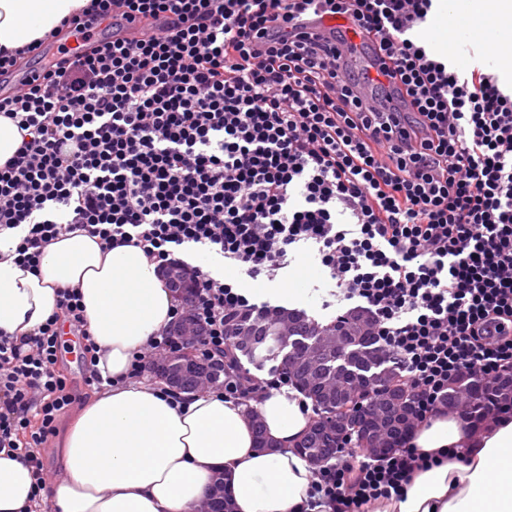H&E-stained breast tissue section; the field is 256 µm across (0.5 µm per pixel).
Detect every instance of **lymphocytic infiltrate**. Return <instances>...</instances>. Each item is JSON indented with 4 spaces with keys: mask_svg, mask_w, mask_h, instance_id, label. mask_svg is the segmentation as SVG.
Wrapping results in <instances>:
<instances>
[{
    "mask_svg": "<svg viewBox=\"0 0 512 512\" xmlns=\"http://www.w3.org/2000/svg\"><path fill=\"white\" fill-rule=\"evenodd\" d=\"M433 2L91 0L61 26L81 51L0 96L22 133L0 166L16 263L37 268L51 241L81 233L191 270L205 358L231 355L234 318L271 308L190 266L185 249L210 247L254 278L310 242L337 297L371 318L414 423L448 413L461 378H512V92L427 51ZM303 15L345 24L285 31ZM112 19L170 27L92 36ZM57 306L26 340L0 333V449L31 465L27 512H48L40 450L76 400L57 367L61 325L97 361L79 291L58 289ZM288 382L232 364L214 388L248 401ZM447 454L406 440L364 460L342 446L317 466L308 505L370 512Z\"/></svg>",
    "mask_w": 512,
    "mask_h": 512,
    "instance_id": "lymphocytic-infiltrate-1",
    "label": "lymphocytic infiltrate"
}]
</instances>
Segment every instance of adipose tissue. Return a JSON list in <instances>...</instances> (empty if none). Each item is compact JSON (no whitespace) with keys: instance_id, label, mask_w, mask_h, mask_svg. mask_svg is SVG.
Segmentation results:
<instances>
[{"instance_id":"adipose-tissue-1","label":"adipose tissue","mask_w":512,"mask_h":512,"mask_svg":"<svg viewBox=\"0 0 512 512\" xmlns=\"http://www.w3.org/2000/svg\"><path fill=\"white\" fill-rule=\"evenodd\" d=\"M88 2L0 0V47L44 38ZM462 17L484 30L487 53L495 51L494 34H512V0H464L458 9L440 0L434 33L455 31ZM16 243L0 235V330L28 337L56 312L57 289L77 288L98 344L97 368L112 379L63 434L52 512H196L219 476L234 512H303L314 469L296 450L312 423L302 392L268 389L244 406L211 392L174 399L129 379L133 355L171 322L177 304L156 264L138 247L105 250L76 233L52 241L29 270L8 257ZM465 440V461L416 473L403 499L379 501L372 512H512L511 420L471 436L458 419L440 416L416 428L412 443L431 452ZM31 489L28 463L0 450V512H23Z\"/></svg>"}]
</instances>
